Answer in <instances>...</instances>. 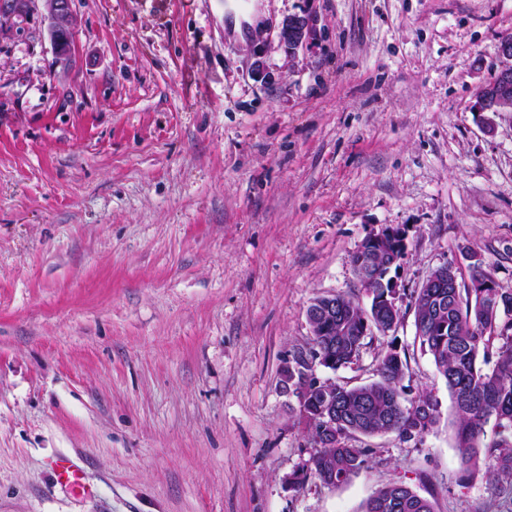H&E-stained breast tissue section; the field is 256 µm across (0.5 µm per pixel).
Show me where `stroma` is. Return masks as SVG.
I'll return each instance as SVG.
<instances>
[{"mask_svg": "<svg viewBox=\"0 0 512 512\" xmlns=\"http://www.w3.org/2000/svg\"><path fill=\"white\" fill-rule=\"evenodd\" d=\"M74 9L67 66L42 0L0 29V512H362L396 481L435 512H512L494 479L459 484L412 316L316 370L371 382L393 344L440 404L421 443L352 440L369 457L346 484L289 485L311 434L283 382L312 298L369 305L351 256L388 225L405 293L468 251L512 289V112L490 135L477 110L512 0ZM302 12L291 53L271 30ZM314 26V18L309 13L285 17L277 26L278 42L288 50H298L307 45Z\"/></svg>", "mask_w": 512, "mask_h": 512, "instance_id": "1", "label": "stroma"}]
</instances>
